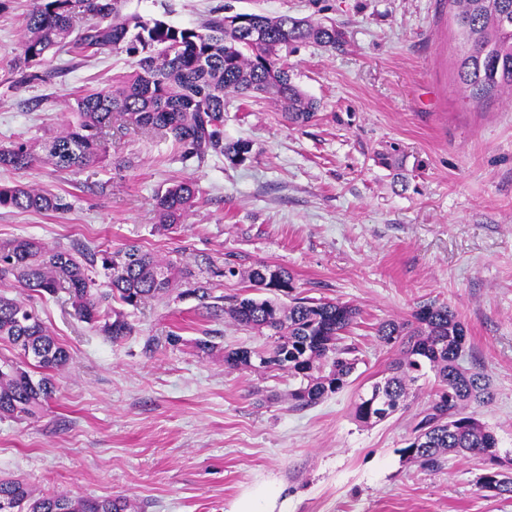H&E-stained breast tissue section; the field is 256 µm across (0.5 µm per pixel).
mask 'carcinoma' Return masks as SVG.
<instances>
[{
    "mask_svg": "<svg viewBox=\"0 0 512 512\" xmlns=\"http://www.w3.org/2000/svg\"><path fill=\"white\" fill-rule=\"evenodd\" d=\"M461 50L457 75L466 97L484 102L512 92V0H448ZM20 52L4 68L7 83L45 82L54 71L31 72L47 55L61 52L96 57L124 53L134 69L123 80L86 91L70 105V119L39 144L18 139L0 147V169L23 171L44 160L59 171L100 167L108 156L112 119L121 128L152 131L172 140L182 163L222 156L233 166L252 158V142L224 136L226 97H266L281 105L292 126L318 117V102L296 85L288 57L302 46L334 51L344 33L334 22L257 12L224 14L219 9L197 28H177L161 19L121 15L119 0H32L23 19ZM198 189L179 180L158 191L160 234L182 228ZM64 213L66 198L15 183L0 184V209ZM213 275L243 277L256 296H236L222 308L237 326L271 339L259 348L224 350L234 369L283 371L300 380L289 393L305 409L342 390L357 366L355 348L344 344L360 311L340 301L295 295L293 276L258 262L243 270L230 263ZM0 283L38 297H67L78 320L116 342L133 332L125 309L138 310L165 296L191 297L210 309L214 284L189 267L156 258L136 245L109 250L82 244L48 247L20 237L0 244ZM290 299L289 304L279 297ZM378 340L399 347L385 376L354 404L361 423L381 421L406 408L409 386L429 368L436 379L427 406L415 417L402 453L427 471L448 456H480L495 462L498 439L475 406L491 398L482 371L465 369L467 329L446 305L424 304L407 320L387 319ZM0 341L14 354L0 356V418L38 416L55 392V376L71 360L30 303L0 293ZM491 497L512 498V469L491 468L478 478ZM0 512H137L123 496L75 499L37 493L27 483L0 478Z\"/></svg>",
    "mask_w": 512,
    "mask_h": 512,
    "instance_id": "cac0c4a2",
    "label": "carcinoma"
}]
</instances>
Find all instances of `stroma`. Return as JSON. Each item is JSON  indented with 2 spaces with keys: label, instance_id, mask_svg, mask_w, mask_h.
I'll list each match as a JSON object with an SVG mask.
<instances>
[{
  "label": "stroma",
  "instance_id": "35a3bbf8",
  "mask_svg": "<svg viewBox=\"0 0 512 512\" xmlns=\"http://www.w3.org/2000/svg\"><path fill=\"white\" fill-rule=\"evenodd\" d=\"M30 4L10 0L0 12V66L21 44ZM222 6L340 26V49L309 45L289 59L294 81L319 103L317 121L294 127L268 100L233 98L224 134L253 144L242 166L216 157L184 165L171 142L130 132L113 135L108 169L58 172L39 161L0 170V183L73 203L64 214L0 209V243H134L196 271L228 260L281 266L302 296L359 308L347 337L357 368L341 391L299 410L288 399L298 382L286 373L224 364L225 349L265 337L194 299L152 302L115 343L64 297L34 296L72 361L40 418L0 419V475L40 493L125 496L141 512H231L265 483L281 489L274 512H512V499L476 484L487 460L452 456L429 472L402 455L433 374L417 381L406 410L369 425L353 417L358 394L398 355L377 340V324L445 304L467 328L463 366L490 384L480 419L512 456V94L465 99L448 0H122L125 14L181 28ZM45 66L51 82H0V145L41 140L74 97L133 69L121 53H62ZM391 147L404 176L379 160ZM181 179L195 182L198 202L180 233L158 234L154 195ZM205 336L216 343L208 354L195 346ZM259 388L277 400L256 405Z\"/></svg>",
  "mask_w": 512,
  "mask_h": 512
}]
</instances>
